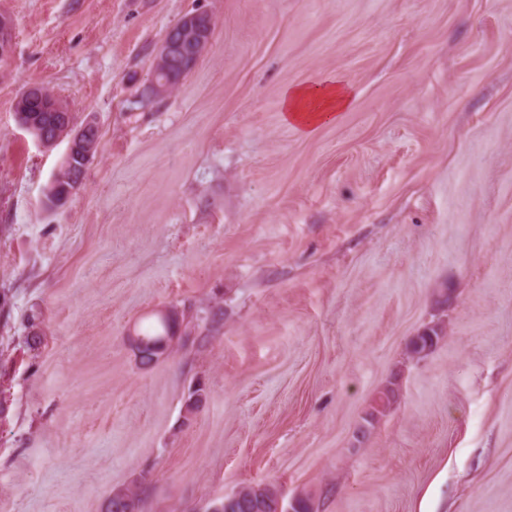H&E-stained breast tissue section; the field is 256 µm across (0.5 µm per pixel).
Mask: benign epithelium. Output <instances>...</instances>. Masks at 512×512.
<instances>
[{
    "label": "benign epithelium",
    "instance_id": "benign-epithelium-1",
    "mask_svg": "<svg viewBox=\"0 0 512 512\" xmlns=\"http://www.w3.org/2000/svg\"><path fill=\"white\" fill-rule=\"evenodd\" d=\"M212 34V17L210 14L200 12L181 18L170 26L157 48L156 60L168 62L176 59L180 63V70L171 73L168 80L159 81L155 74H150L136 103L148 105L172 95L170 84L183 81L184 73L194 68L199 58L207 50ZM15 47V30L12 20L0 15V63L6 64L12 60ZM38 102L40 108L29 113L27 121L20 124L24 130L39 126L40 120L46 112H67L69 108L64 101L53 91L41 85L26 87L16 102L17 109L24 111L26 102ZM67 142L61 167L74 170L76 160L85 158L90 161L92 153L97 149L99 141V128L94 116H89L80 126L65 124L64 132L54 138L39 141L43 146H55L60 142ZM82 183L77 179L73 187L65 188L62 194H57L56 180H51L45 189L43 204L49 210H55L64 205L74 194L76 188Z\"/></svg>",
    "mask_w": 512,
    "mask_h": 512
}]
</instances>
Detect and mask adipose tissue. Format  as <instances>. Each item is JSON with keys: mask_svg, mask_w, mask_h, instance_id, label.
<instances>
[{"mask_svg": "<svg viewBox=\"0 0 512 512\" xmlns=\"http://www.w3.org/2000/svg\"><path fill=\"white\" fill-rule=\"evenodd\" d=\"M351 96L348 86L333 80L290 88L284 95V119L302 132H310L317 125L334 120L349 105Z\"/></svg>", "mask_w": 512, "mask_h": 512, "instance_id": "obj_1", "label": "adipose tissue"}]
</instances>
